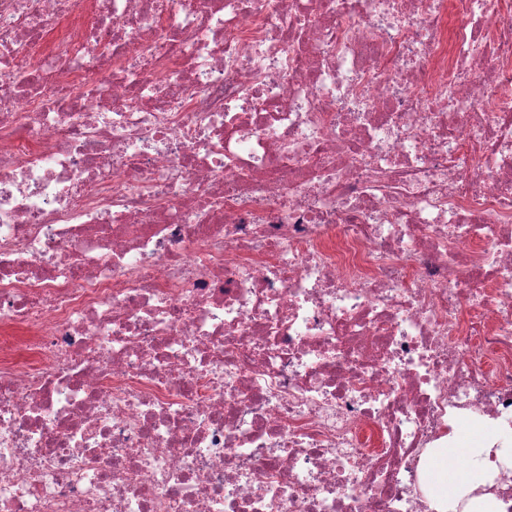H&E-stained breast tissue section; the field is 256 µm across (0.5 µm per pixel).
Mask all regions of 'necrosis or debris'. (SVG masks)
Here are the masks:
<instances>
[{"label": "necrosis or debris", "mask_w": 512, "mask_h": 512, "mask_svg": "<svg viewBox=\"0 0 512 512\" xmlns=\"http://www.w3.org/2000/svg\"><path fill=\"white\" fill-rule=\"evenodd\" d=\"M0 512H426L512 434V0H0ZM482 440L479 432L461 422L448 434L451 448H438L433 455L429 452L421 483L432 512H498L500 505L491 495L468 498L498 471L497 463L489 458L490 448H484ZM452 458L462 464H451Z\"/></svg>", "instance_id": "necrosis-or-debris-1"}]
</instances>
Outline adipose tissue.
I'll return each instance as SVG.
<instances>
[{"label": "adipose tissue", "instance_id": "1", "mask_svg": "<svg viewBox=\"0 0 512 512\" xmlns=\"http://www.w3.org/2000/svg\"><path fill=\"white\" fill-rule=\"evenodd\" d=\"M482 440L462 422L449 433L447 447L429 456L421 483L431 512H498L500 505L492 496L474 494L497 469Z\"/></svg>", "mask_w": 512, "mask_h": 512}]
</instances>
